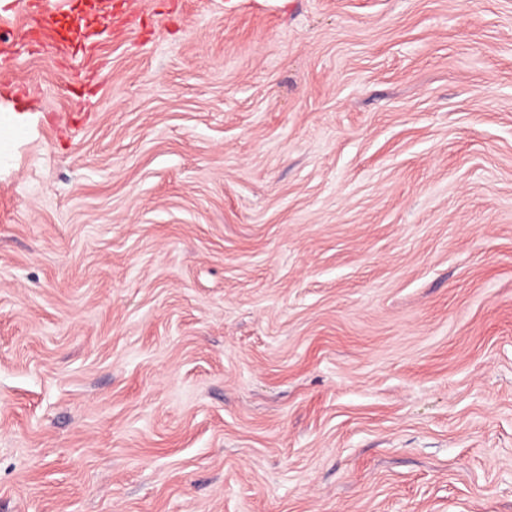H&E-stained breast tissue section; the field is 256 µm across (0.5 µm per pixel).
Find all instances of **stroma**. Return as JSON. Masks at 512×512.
Wrapping results in <instances>:
<instances>
[{"label": "stroma", "mask_w": 512, "mask_h": 512, "mask_svg": "<svg viewBox=\"0 0 512 512\" xmlns=\"http://www.w3.org/2000/svg\"><path fill=\"white\" fill-rule=\"evenodd\" d=\"M0 71V512H512V0H50Z\"/></svg>", "instance_id": "1"}]
</instances>
